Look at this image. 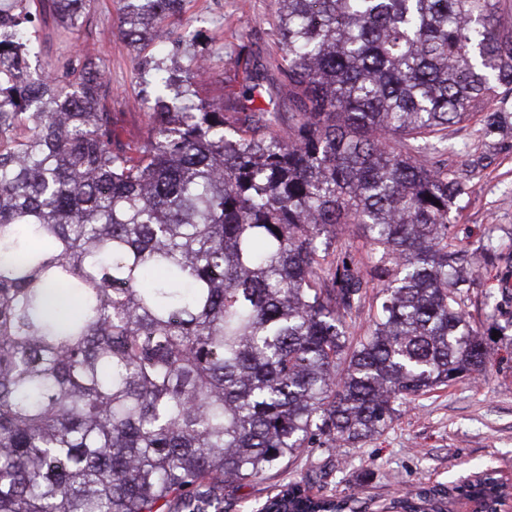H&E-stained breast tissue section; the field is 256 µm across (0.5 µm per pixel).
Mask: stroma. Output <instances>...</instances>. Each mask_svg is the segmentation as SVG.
<instances>
[{"label": "stroma", "mask_w": 512, "mask_h": 512, "mask_svg": "<svg viewBox=\"0 0 512 512\" xmlns=\"http://www.w3.org/2000/svg\"><path fill=\"white\" fill-rule=\"evenodd\" d=\"M37 15L40 47L31 65L54 66L79 47L108 68L114 130L122 141L141 138L148 119L138 107L153 92L157 69L180 74L187 56L200 59L187 86L195 103H243L245 71L259 72L266 89L283 79L284 53L276 34L275 0H185L168 24L180 40L131 51L118 32V0H92L77 40L60 36L43 0H29ZM448 162L470 191L453 210L452 235L471 266L466 311L486 320L484 295H502L501 332L490 340L482 374L458 379L418 397L384 432L356 447L327 449L312 443L268 478L243 485L221 512H262L270 496L291 481L319 494L349 496L359 512H385L407 492L443 487L481 464L512 479V128L483 137L478 124L449 127Z\"/></svg>", "instance_id": "stroma-1"}]
</instances>
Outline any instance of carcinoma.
Returning <instances> with one entry per match:
<instances>
[{
  "instance_id": "cac0c4a2",
  "label": "carcinoma",
  "mask_w": 512,
  "mask_h": 512,
  "mask_svg": "<svg viewBox=\"0 0 512 512\" xmlns=\"http://www.w3.org/2000/svg\"><path fill=\"white\" fill-rule=\"evenodd\" d=\"M91 0H47L77 34ZM183 0H119L139 49ZM288 129L224 119L179 78L112 130L105 65L31 68L0 10V512L218 508L316 437L342 448L489 362L433 165L448 127L512 119V0H276ZM354 228L367 264L336 231ZM373 288L367 296V288ZM367 311L363 335L349 329ZM487 497L498 478L480 469ZM293 484L265 512H346Z\"/></svg>"
}]
</instances>
